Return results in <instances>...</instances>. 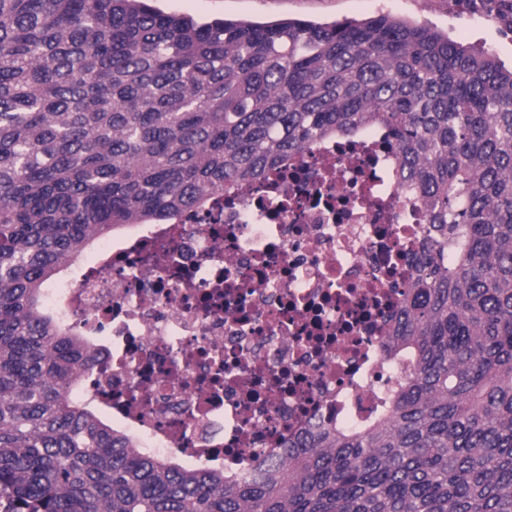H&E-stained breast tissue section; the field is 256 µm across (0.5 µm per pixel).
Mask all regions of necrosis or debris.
<instances>
[{
	"label": "necrosis or debris",
	"instance_id": "necrosis-or-debris-1",
	"mask_svg": "<svg viewBox=\"0 0 512 512\" xmlns=\"http://www.w3.org/2000/svg\"><path fill=\"white\" fill-rule=\"evenodd\" d=\"M423 243L419 201L366 130L176 223L102 237L43 301L104 366L74 396L135 452L235 473L315 419L371 415Z\"/></svg>",
	"mask_w": 512,
	"mask_h": 512
}]
</instances>
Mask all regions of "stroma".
<instances>
[{
    "label": "stroma",
    "instance_id": "stroma-1",
    "mask_svg": "<svg viewBox=\"0 0 512 512\" xmlns=\"http://www.w3.org/2000/svg\"><path fill=\"white\" fill-rule=\"evenodd\" d=\"M155 5L163 12L200 20L289 18L330 23L385 14L482 46L512 65V0H155ZM487 12L495 14L494 25L481 23V15Z\"/></svg>",
    "mask_w": 512,
    "mask_h": 512
}]
</instances>
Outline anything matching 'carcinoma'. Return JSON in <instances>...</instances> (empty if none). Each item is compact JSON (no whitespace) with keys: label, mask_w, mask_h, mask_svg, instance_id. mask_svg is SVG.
Listing matches in <instances>:
<instances>
[{"label":"carcinoma","mask_w":512,"mask_h":512,"mask_svg":"<svg viewBox=\"0 0 512 512\" xmlns=\"http://www.w3.org/2000/svg\"><path fill=\"white\" fill-rule=\"evenodd\" d=\"M387 131L426 246L360 424L239 474L137 454L42 289L120 224H170L329 138ZM3 512H512V68L389 15L267 23L148 0H0Z\"/></svg>","instance_id":"1"}]
</instances>
